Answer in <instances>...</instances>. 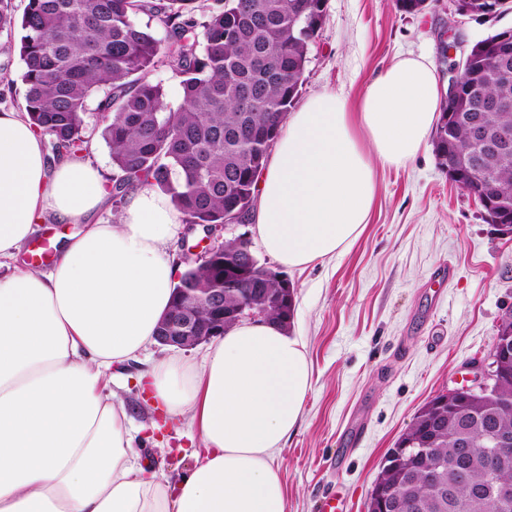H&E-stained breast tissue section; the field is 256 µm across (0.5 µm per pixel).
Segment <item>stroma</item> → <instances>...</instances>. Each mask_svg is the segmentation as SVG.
Returning a JSON list of instances; mask_svg holds the SVG:
<instances>
[{
	"mask_svg": "<svg viewBox=\"0 0 512 512\" xmlns=\"http://www.w3.org/2000/svg\"><path fill=\"white\" fill-rule=\"evenodd\" d=\"M451 11L450 0L417 15L398 11L395 0H327L301 98L335 91L356 101L402 56L430 61L446 81L449 20L469 43L512 26V13ZM22 70L18 54L0 50V111L22 112ZM375 180L360 236L342 254L288 273L297 290L290 332L306 344L313 385L276 459L287 512H319L329 496L367 512L379 468L415 414L472 379L471 364L487 359L512 312V234L488 224L479 203L449 181L433 145L405 167H376ZM445 266L451 279L437 276ZM173 355L155 343L112 371L140 462L172 482L192 468L199 441L186 419L155 411L135 379Z\"/></svg>",
	"mask_w": 512,
	"mask_h": 512,
	"instance_id": "35a3bbf8",
	"label": "stroma"
}]
</instances>
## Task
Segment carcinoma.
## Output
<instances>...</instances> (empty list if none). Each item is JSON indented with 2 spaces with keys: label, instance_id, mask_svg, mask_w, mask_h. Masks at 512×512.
Segmentation results:
<instances>
[{
  "label": "carcinoma",
  "instance_id": "obj_1",
  "mask_svg": "<svg viewBox=\"0 0 512 512\" xmlns=\"http://www.w3.org/2000/svg\"><path fill=\"white\" fill-rule=\"evenodd\" d=\"M325 10L326 0H25L18 16L12 0H0V33L9 37L4 50H18L23 63L24 111L48 145L49 163L88 150L84 116L101 94L95 111L117 174L107 185L112 206L141 186L155 187L183 223L224 246L208 265L183 257L174 286L222 288L224 309L281 321L277 281L265 278L256 255L244 253L248 241L222 236L218 225L230 206L255 199L269 156L266 134L280 129L299 102ZM506 47L512 50V27L471 46L455 79L478 96L465 91L445 99L433 137L441 165L458 173L454 183L478 201L490 224L502 219L499 208L512 210V154H478L467 118L481 114L491 137L512 129V77H500L499 67ZM160 63L180 77L175 108L150 78ZM427 409H419L397 445L434 437L431 454L447 463L445 484L455 483L457 436L481 440L496 429L512 435V403L495 411L476 404L463 423L427 419ZM425 466L391 451L379 486L418 497L422 512H493L492 500L474 497L466 483L443 498L426 483Z\"/></svg>",
  "mask_w": 512,
  "mask_h": 512
}]
</instances>
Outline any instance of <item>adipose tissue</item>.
Returning <instances> with one entry per match:
<instances>
[{"instance_id": "obj_1", "label": "adipose tissue", "mask_w": 512, "mask_h": 512, "mask_svg": "<svg viewBox=\"0 0 512 512\" xmlns=\"http://www.w3.org/2000/svg\"><path fill=\"white\" fill-rule=\"evenodd\" d=\"M442 98L431 63L403 57L356 104L324 91L289 113L257 184L264 251L301 269L345 250L374 206L375 164L414 159ZM106 201L96 168L77 156L48 166L30 123L0 112V259L17 258L44 214L81 227L49 269L0 277V512H286L275 460L312 368L302 339L271 319L237 322L203 363L171 358L138 375L203 446L175 483L140 465L106 373L155 341L182 217L141 188L117 222H93Z\"/></svg>"}]
</instances>
